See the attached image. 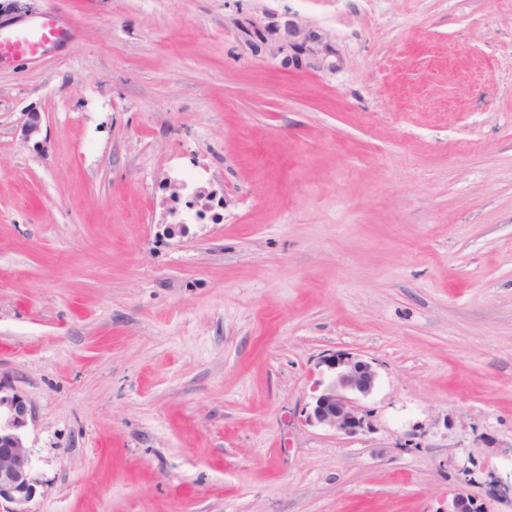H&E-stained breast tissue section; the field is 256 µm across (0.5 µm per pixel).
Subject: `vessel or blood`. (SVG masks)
<instances>
[{
  "label": "vessel or blood",
  "mask_w": 512,
  "mask_h": 512,
  "mask_svg": "<svg viewBox=\"0 0 512 512\" xmlns=\"http://www.w3.org/2000/svg\"><path fill=\"white\" fill-rule=\"evenodd\" d=\"M64 36L61 18L45 12L19 28L0 29V67L40 55Z\"/></svg>",
  "instance_id": "b4317fda"
}]
</instances>
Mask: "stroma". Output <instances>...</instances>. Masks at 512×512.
<instances>
[{
  "mask_svg": "<svg viewBox=\"0 0 512 512\" xmlns=\"http://www.w3.org/2000/svg\"><path fill=\"white\" fill-rule=\"evenodd\" d=\"M47 10L64 38L0 68L31 512H512V0H0V28ZM246 20L314 40L286 61ZM339 351L377 372L353 434L308 421Z\"/></svg>",
  "mask_w": 512,
  "mask_h": 512,
  "instance_id": "stroma-1",
  "label": "stroma"
}]
</instances>
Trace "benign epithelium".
I'll use <instances>...</instances> for the list:
<instances>
[{
  "instance_id": "7a95c632",
  "label": "benign epithelium",
  "mask_w": 512,
  "mask_h": 512,
  "mask_svg": "<svg viewBox=\"0 0 512 512\" xmlns=\"http://www.w3.org/2000/svg\"><path fill=\"white\" fill-rule=\"evenodd\" d=\"M265 40L273 41L281 54L302 50L301 44L289 41V28L277 24L268 27ZM40 129L41 115L29 113L20 128L21 140L31 139ZM328 368L332 374L316 397L309 418L334 431L355 433L364 425L358 399L372 392L377 372L371 363L346 353L330 359ZM31 418V408L21 396L0 395V512H31L28 504L35 494L33 463L23 437Z\"/></svg>"
}]
</instances>
